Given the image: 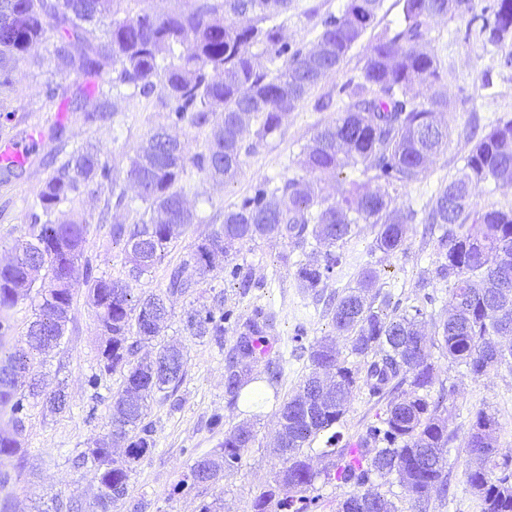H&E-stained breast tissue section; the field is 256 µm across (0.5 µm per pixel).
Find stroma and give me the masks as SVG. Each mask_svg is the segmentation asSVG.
Instances as JSON below:
<instances>
[{"label":"stroma","instance_id":"35a3bbf8","mask_svg":"<svg viewBox=\"0 0 512 512\" xmlns=\"http://www.w3.org/2000/svg\"><path fill=\"white\" fill-rule=\"evenodd\" d=\"M344 4L345 0H293L288 13L281 17L289 42L312 47L322 16L339 13ZM467 23V17H451L430 33L431 46L447 73L443 89L449 110L443 118L450 137L447 150L430 163L425 175L399 192L401 201L415 212L414 231L403 250L388 255L375 249L372 227L360 225L357 234L340 248L342 265L314 295L298 288L295 278L298 264L310 259V250L293 249L289 240L279 237L264 238L217 256L214 271L199 278L188 293L171 296V317L162 337L187 348L185 376L173 395L158 393L152 397L146 421L153 428L155 444L130 475L127 503L115 505L112 512H130L131 503L139 500L144 502L145 512H198L203 499L219 500L222 512H251L254 495L282 466L274 412L310 372L311 346L334 333L327 299L353 284L363 268L377 272L376 294L384 300L386 311L426 305V334H433L436 323L447 316L448 285L436 276L442 250L437 237L424 232L427 205L462 167L470 149V126L487 129L512 117V44L483 46L477 38L467 36ZM365 49L362 43L355 46L340 72L315 88L288 115L281 134L245 157L236 178L215 183L195 168H187L186 178L198 190L191 203L199 221L171 245L150 274L141 278L136 292H165L171 268L187 259L194 245L222 224L225 211L259 182L269 179L277 183L299 174L297 161L303 146L317 127L344 111L345 101L338 89L358 74ZM94 84L93 77L57 56L55 43L50 40L33 58L19 63L10 86L0 88V142L24 139L35 128L43 132L38 149L26 163L8 173L0 170V263L10 257L14 244L28 229L36 190L69 153L87 144L98 146L112 177L121 181L134 147L154 127L166 122V113L159 111L153 100L140 96L120 101L118 109L125 114L120 128L87 120V113L96 106ZM328 93L334 96V107L317 111L316 99ZM62 208L93 228L86 257L95 274L125 276L124 244L113 240L111 228L136 222V211L114 206L106 191L93 198L76 197ZM245 279L250 280V288H241ZM202 304L223 308L235 319L258 308L273 313L276 338L268 359L282 364V378L277 386L264 387L259 406L241 401L229 405L224 393L225 355L235 343L234 333L225 332L224 343L219 346L210 338L199 339L185 330L187 309ZM69 317L64 344L48 355L42 369L49 386L63 385L69 408L57 415L39 406L31 409L22 436V453L4 461L13 477L7 512H40L57 494L79 499L83 512H97V488L91 470L77 467L76 459L102 434L122 376L117 372L104 375L95 391L86 384L88 376L98 369L104 339L84 286L74 290ZM433 360L439 368L437 383L454 386L456 393L439 409L450 435L448 493L432 495L426 512H480L465 478L471 459L466 442L474 414L482 409L498 422V446L512 450V368L502 366L489 376L473 379L462 367L449 365L441 352H434ZM383 409V403L370 398L366 388H359L336 429L344 438H357L375 423ZM217 414L222 417L218 427L211 423ZM245 422L253 425L256 441L245 450L238 469L225 473L216 484L189 488L195 459L218 448L225 433Z\"/></svg>","mask_w":512,"mask_h":512}]
</instances>
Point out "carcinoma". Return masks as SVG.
I'll return each instance as SVG.
<instances>
[{"label": "carcinoma", "instance_id": "1", "mask_svg": "<svg viewBox=\"0 0 512 512\" xmlns=\"http://www.w3.org/2000/svg\"><path fill=\"white\" fill-rule=\"evenodd\" d=\"M125 0H0V87L10 84L11 69L49 36L56 34L58 56L90 75H108V90L99 91L91 120L109 119L118 112L113 99L133 94L157 98L169 110L170 124L157 127L145 143L134 148L127 170L128 186L111 178L100 151L74 150L56 173L35 193L27 238L13 257L0 263V310H8L38 288L37 312L29 323V348L0 355V409L9 411L12 427L0 433V456L22 447L25 420L42 405L52 414L66 410L63 389H48L37 379L38 355L60 345L67 331L73 291L82 282L98 310L103 367L91 374L87 386L97 390L101 372L123 371L106 422L107 432L96 446L82 453L91 464L98 493V512L129 496L133 464L154 446L153 429L145 422L148 399L176 390L185 375L188 352L162 344L153 360L135 359L138 346L155 341L168 317L160 294L134 296L133 283L152 271L186 226L198 221L188 195L186 166L192 164L211 179L231 180L244 157L281 133L284 120L306 100L311 90L337 74L350 51L375 27L383 0H346L337 15L321 20V32L311 49L289 44L277 18L290 0H194L184 10L137 12L122 8ZM396 26L374 34L366 47L358 75L340 92L345 110L335 121L314 132L303 147L298 165L303 174L272 186L264 180L234 208L224 222L173 267L166 293L185 294L194 275L214 270L218 254L257 239L281 237L299 248L312 239L325 249L322 260L298 266L300 287L315 292L341 266L340 245L358 225L375 230L374 247L386 254L406 243L414 211L399 201L398 190L418 181L431 159L447 149L449 131L438 115L448 111V95L435 90L442 83L439 61L429 33L439 20L471 15L467 31H476L485 46H499L512 37V0H496L490 10L474 12L473 0H400ZM261 52L254 53L252 48ZM286 57L275 73L262 67L260 57ZM224 125L213 126L216 113ZM181 123L210 133L202 150L189 154L188 144L170 128ZM472 146L460 173L443 186L428 206L426 232L440 231L444 262L437 276L448 283V317L435 326L434 338L421 330L427 310L412 306L387 313L373 306L369 295L377 274L365 268L355 284L330 302L336 336H325L310 350L311 371L282 405L278 443L283 466L274 483L252 502V512H314L320 496L310 495L317 478L356 488L341 512H396L385 495L360 488L377 476L394 474L418 512L435 493H448V424L430 401L436 379L432 349L441 350L451 365L462 366L477 379L490 375L512 359L498 336L512 333V209L477 208L473 190L481 183L512 187V119L470 136ZM361 166L376 172L384 185L369 190L353 182L332 200L318 186L326 172L341 173ZM126 208L139 202L145 215L128 227L112 225V235L125 239L128 277L97 276L85 259L90 226L67 218L60 205L78 194L96 196L107 184ZM224 310L199 306L186 312L190 335L224 336ZM236 343L224 368V392L235 403L247 385L258 379L277 384L280 364L259 367V345L272 331L271 317L261 310L237 321ZM350 344L352 364L336 354V338ZM329 397L317 400L324 376ZM387 400L377 423L358 442L343 441L339 432L326 440L321 471L313 469L305 449L344 416L355 389ZM496 418L479 410L466 442L473 463L467 483L480 512H512V452L498 448ZM125 438V455L112 456V437ZM247 423L224 437L201 464L224 478V457L242 460L255 443ZM377 446L368 456L369 445ZM285 496H280V493ZM45 512H82L75 498L52 499Z\"/></svg>", "mask_w": 512, "mask_h": 512}]
</instances>
